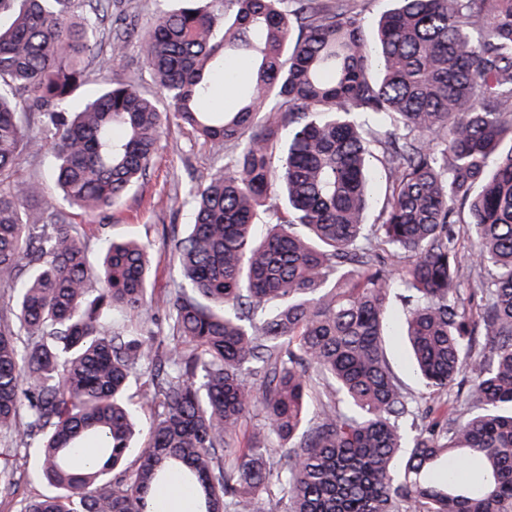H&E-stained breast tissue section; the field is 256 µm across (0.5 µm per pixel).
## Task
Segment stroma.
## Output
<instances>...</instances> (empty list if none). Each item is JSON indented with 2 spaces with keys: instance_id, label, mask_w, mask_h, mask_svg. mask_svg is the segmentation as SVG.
<instances>
[{
  "instance_id": "35a3bbf8",
  "label": "stroma",
  "mask_w": 512,
  "mask_h": 512,
  "mask_svg": "<svg viewBox=\"0 0 512 512\" xmlns=\"http://www.w3.org/2000/svg\"><path fill=\"white\" fill-rule=\"evenodd\" d=\"M112 75L133 82L148 93H155L150 74L143 64L140 44L129 39L117 60ZM224 164V152L198 140L191 131L171 127L162 138L154 166L144 184L134 187L124 202L110 213L108 231L115 236L137 235L151 244L153 259L152 286L162 294L173 287L178 271L172 261L170 227L188 223L190 207L186 204L183 183L208 180ZM54 157L44 140L28 147L20 161V174L40 181L46 199L59 201L53 179Z\"/></svg>"
}]
</instances>
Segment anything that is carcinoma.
I'll list each match as a JSON object with an SVG mask.
<instances>
[{
    "mask_svg": "<svg viewBox=\"0 0 512 512\" xmlns=\"http://www.w3.org/2000/svg\"><path fill=\"white\" fill-rule=\"evenodd\" d=\"M185 2L138 35L162 109L90 70L112 0H0V442L49 488L18 512H156L173 481L198 512H512V0H390L371 40L369 0ZM171 122L224 167L155 296L149 242L105 232L91 262L17 165L44 135L103 216ZM388 355L395 371L406 386L415 393L419 392L420 386L406 366V352L402 343L400 341H391L388 345Z\"/></svg>",
    "mask_w": 512,
    "mask_h": 512,
    "instance_id": "obj_1",
    "label": "carcinoma"
}]
</instances>
